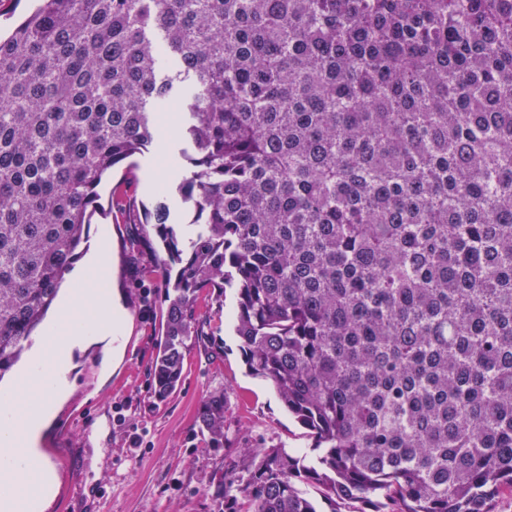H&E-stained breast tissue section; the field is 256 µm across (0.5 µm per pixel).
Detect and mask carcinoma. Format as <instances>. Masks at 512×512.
Returning <instances> with one entry per match:
<instances>
[{"mask_svg": "<svg viewBox=\"0 0 512 512\" xmlns=\"http://www.w3.org/2000/svg\"><path fill=\"white\" fill-rule=\"evenodd\" d=\"M0 37V380L82 253L97 188L184 84L152 389L202 289L323 449L250 453L224 512H491L512 495V0H37ZM225 400L200 422L224 443Z\"/></svg>", "mask_w": 512, "mask_h": 512, "instance_id": "cac0c4a2", "label": "carcinoma"}]
</instances>
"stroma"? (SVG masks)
Here are the masks:
<instances>
[{"mask_svg":"<svg viewBox=\"0 0 512 512\" xmlns=\"http://www.w3.org/2000/svg\"><path fill=\"white\" fill-rule=\"evenodd\" d=\"M184 143L170 138L134 156L133 171L114 168L99 188L101 214L95 215L86 243L94 250L108 235L111 276L107 289L123 305L124 347L103 369L106 342L77 352L70 387L58 399L40 446L42 469L54 486L52 497L35 512H224L229 461L246 463L254 448H285L316 461L320 454L307 430L286 411L271 384L251 375L234 333L236 295L209 288L199 298L207 316L206 334L188 341L182 383L166 400L152 393L151 363L165 320L164 278L157 240L140 223L154 201L146 178L168 183L171 223L191 231L189 216L174 189L185 174L173 165ZM223 395L224 445L212 447L199 416L210 396ZM140 447H131L133 437Z\"/></svg>","mask_w":512,"mask_h":512,"instance_id":"obj_1","label":"stroma"}]
</instances>
